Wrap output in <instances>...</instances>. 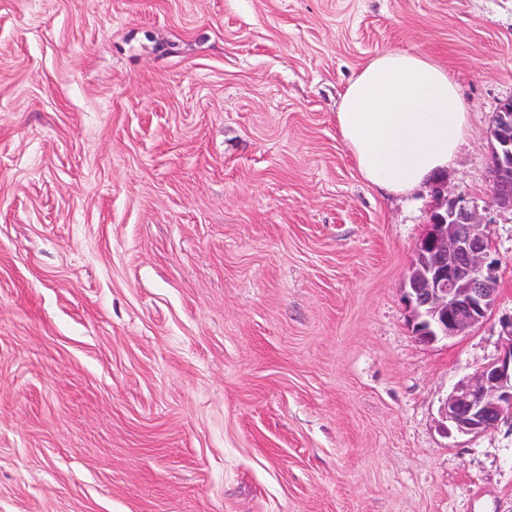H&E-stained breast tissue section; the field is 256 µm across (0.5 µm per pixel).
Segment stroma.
<instances>
[{"label": "stroma", "instance_id": "obj_1", "mask_svg": "<svg viewBox=\"0 0 512 512\" xmlns=\"http://www.w3.org/2000/svg\"><path fill=\"white\" fill-rule=\"evenodd\" d=\"M392 49L457 82L444 178L499 260L432 345L431 188L366 184L336 122ZM509 98L512 0H0V512H512V424L439 413L512 340ZM490 137L493 140L492 187L496 202L512 210V98L505 100L495 113Z\"/></svg>", "mask_w": 512, "mask_h": 512}]
</instances>
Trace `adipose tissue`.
<instances>
[{
	"instance_id": "1",
	"label": "adipose tissue",
	"mask_w": 512,
	"mask_h": 512,
	"mask_svg": "<svg viewBox=\"0 0 512 512\" xmlns=\"http://www.w3.org/2000/svg\"><path fill=\"white\" fill-rule=\"evenodd\" d=\"M336 121L361 178L408 195L450 167L468 112L446 68L423 53L395 50L349 82Z\"/></svg>"
}]
</instances>
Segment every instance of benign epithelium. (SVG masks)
I'll return each mask as SVG.
<instances>
[{"mask_svg": "<svg viewBox=\"0 0 512 512\" xmlns=\"http://www.w3.org/2000/svg\"><path fill=\"white\" fill-rule=\"evenodd\" d=\"M492 187L496 202L512 209V98L495 113ZM435 205L426 231L415 245L416 260L404 275L402 291L412 331L425 344L461 335L483 323L496 304L492 239L482 229L464 194L448 191L446 181L432 186ZM443 429L478 435L512 422V341L472 379L459 383L441 410Z\"/></svg>", "mask_w": 512, "mask_h": 512, "instance_id": "obj_1", "label": "benign epithelium"}]
</instances>
